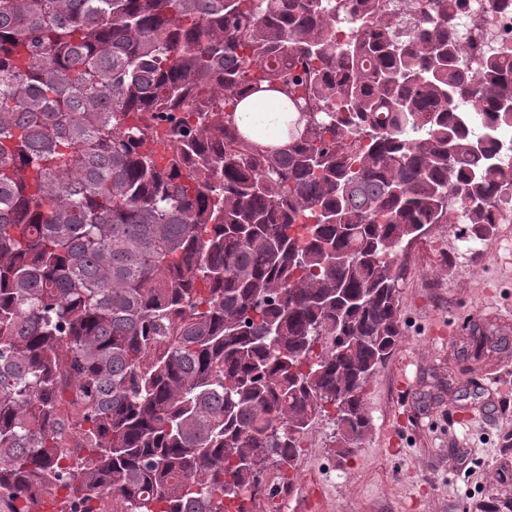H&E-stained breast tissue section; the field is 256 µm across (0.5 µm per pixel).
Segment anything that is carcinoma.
Listing matches in <instances>:
<instances>
[{
  "instance_id": "carcinoma-1",
  "label": "carcinoma",
  "mask_w": 512,
  "mask_h": 512,
  "mask_svg": "<svg viewBox=\"0 0 512 512\" xmlns=\"http://www.w3.org/2000/svg\"><path fill=\"white\" fill-rule=\"evenodd\" d=\"M353 2L338 40L330 0H0V512H41L57 486L226 512L225 487L256 481L236 456L290 468L303 421L334 409L337 436L365 432L400 334L398 248L453 200L485 238L512 185L457 110L511 123L512 61L458 64V0L406 39L380 0ZM247 98L276 103L282 144L240 125ZM181 112L201 139L162 167L142 144ZM493 338L471 327L464 353Z\"/></svg>"
}]
</instances>
